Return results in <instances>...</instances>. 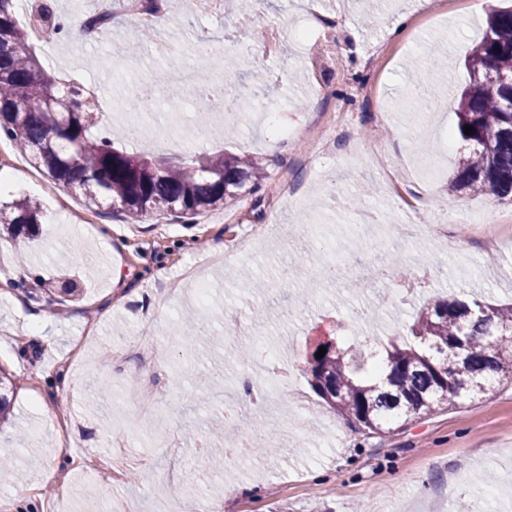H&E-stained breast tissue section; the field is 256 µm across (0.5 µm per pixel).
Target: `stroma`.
Returning a JSON list of instances; mask_svg holds the SVG:
<instances>
[{
  "instance_id": "stroma-1",
  "label": "stroma",
  "mask_w": 512,
  "mask_h": 512,
  "mask_svg": "<svg viewBox=\"0 0 512 512\" xmlns=\"http://www.w3.org/2000/svg\"><path fill=\"white\" fill-rule=\"evenodd\" d=\"M320 17L298 16L291 0H264L260 17L193 15L178 0L156 32H175L170 53L149 45L135 71L116 68V50L138 39L124 16L95 41L73 38L74 55L44 44L55 75L98 88L113 126H122L126 85L189 61V45L210 40L227 75L253 103H274L279 123L309 129L290 146L247 120L199 118L192 93L156 87L160 112L180 113L160 140L134 143L150 156H183V128L196 151L264 159L260 191L184 224L161 215L133 224L86 210L74 192L39 171L16 173L21 155L0 149V173L15 174L5 201L24 195L43 211L40 233L18 257L0 237V368L17 385L11 421L0 426V512H182L206 486L223 512H512V384L494 382L480 400L408 423L386 437L355 430L325 405L303 373L323 337L384 344L402 336L424 305L475 293L512 295V246L487 269L478 227L512 214V202L448 186L463 148L448 134L466 79V53L482 38L499 0H322ZM309 26L316 38L290 55L267 53L268 29ZM385 53L367 67L376 48ZM425 74L443 112L408 104ZM369 84L385 111L348 98ZM378 216L360 225L361 214ZM289 224L315 234L285 236ZM414 225L410 238L392 226ZM233 257L204 264L215 243ZM80 296L46 295L42 280L71 263ZM339 258V280L281 283L284 262L312 272ZM379 262L385 276L365 285L355 272ZM72 264V263H71ZM210 297L197 304L195 280ZM195 337L185 359L184 336ZM220 336L223 347L211 339ZM252 348L248 363L239 347ZM288 373L275 383L271 354ZM182 415H171L172 405ZM263 414V447L237 448Z\"/></svg>"
}]
</instances>
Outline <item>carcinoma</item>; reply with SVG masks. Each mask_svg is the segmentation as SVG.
<instances>
[{
    "label": "carcinoma",
    "instance_id": "obj_1",
    "mask_svg": "<svg viewBox=\"0 0 512 512\" xmlns=\"http://www.w3.org/2000/svg\"><path fill=\"white\" fill-rule=\"evenodd\" d=\"M0 0V136L52 183L75 190L88 210L108 205L133 222L170 214L185 224L218 209L250 186L261 188L259 162L233 153L189 154L174 161L151 159L125 147V130H101L96 91L72 78L48 74L30 27ZM44 9L52 22L42 31L54 38L67 29L56 0ZM456 134L465 143L450 187L512 201V86L490 74L512 76V6L494 10L482 39L464 59ZM473 127L469 135L464 126ZM41 223L38 206L25 200L0 202V224L18 243ZM312 351L305 372L313 391L367 435L392 431L463 400L487 394L492 380L512 382V301L437 300L422 308L407 336L367 358L388 371V387L374 372L353 362L342 336ZM15 385L0 375V419Z\"/></svg>",
    "mask_w": 512,
    "mask_h": 512
}]
</instances>
